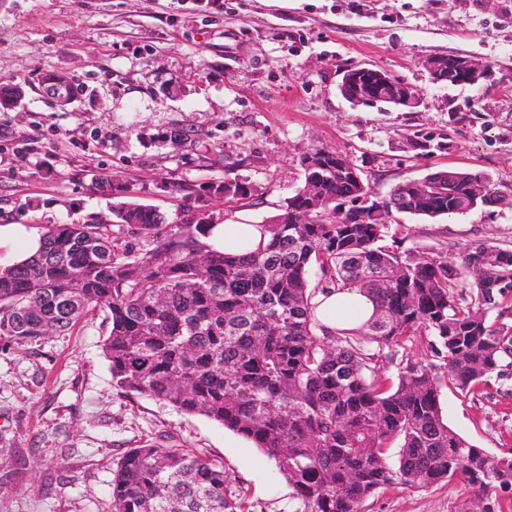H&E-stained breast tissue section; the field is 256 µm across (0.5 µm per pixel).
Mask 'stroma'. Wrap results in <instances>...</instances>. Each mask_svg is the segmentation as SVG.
<instances>
[{
  "label": "stroma",
  "instance_id": "1",
  "mask_svg": "<svg viewBox=\"0 0 512 512\" xmlns=\"http://www.w3.org/2000/svg\"><path fill=\"white\" fill-rule=\"evenodd\" d=\"M442 54L482 61L485 77L432 84L423 61ZM359 65L412 85L418 106L352 107L338 83ZM47 73L68 76L83 97L59 106L41 90ZM0 84L25 92L0 109V224L111 219L94 170L134 184V201L163 214L161 236L200 209L262 224L319 148L344 154L381 195L451 167L487 172L512 197V0H0ZM175 126L187 141H166ZM224 176L254 184L257 204L210 194ZM177 183L197 196L172 192ZM383 243L454 263L480 244L512 250V207L398 214ZM104 333L93 311L36 343L0 338V512H108L120 453L164 436L222 463L244 512H301L251 442L116 389ZM440 402L470 443L512 451V377L474 395L442 388ZM469 495L460 479L390 486L362 512H455Z\"/></svg>",
  "mask_w": 512,
  "mask_h": 512
}]
</instances>
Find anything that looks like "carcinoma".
Instances as JSON below:
<instances>
[{
    "mask_svg": "<svg viewBox=\"0 0 512 512\" xmlns=\"http://www.w3.org/2000/svg\"><path fill=\"white\" fill-rule=\"evenodd\" d=\"M426 182L427 197L407 182L385 214L356 224L336 215V201L354 202L370 186L331 172L323 203L286 198L283 223L266 225L265 246L244 255L209 248L207 225L192 218L162 238L149 206L120 197L116 217L152 247L128 249L104 222L48 227L36 256L0 267V337L30 344L103 312L116 387L250 441L306 512H361L382 488L457 478L473 498L455 512H501L496 490L512 488V454H490L450 429L439 396L444 386L467 396L512 373V326L487 321L512 301V251L480 244L455 266L382 245L392 210L465 215L494 187L483 171L453 168ZM210 190L249 198L236 179ZM299 209L304 224L292 223ZM330 288L368 294L372 321L321 324L313 299ZM417 335L427 337V360L408 358L397 382L383 379L380 354L367 346L403 347ZM224 484V466L208 458L161 443L129 448L113 472L109 512H237Z\"/></svg>",
    "mask_w": 512,
    "mask_h": 512,
    "instance_id": "cac0c4a2",
    "label": "carcinoma"
}]
</instances>
